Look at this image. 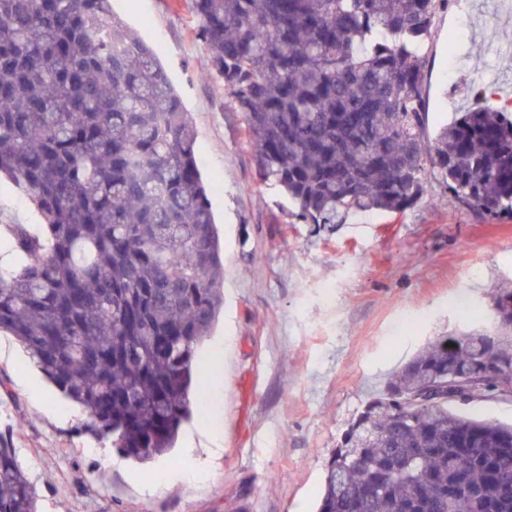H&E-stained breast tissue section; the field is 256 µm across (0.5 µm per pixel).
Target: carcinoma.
I'll list each match as a JSON object with an SVG mask.
<instances>
[{
    "instance_id": "cac0c4a2",
    "label": "carcinoma",
    "mask_w": 512,
    "mask_h": 512,
    "mask_svg": "<svg viewBox=\"0 0 512 512\" xmlns=\"http://www.w3.org/2000/svg\"><path fill=\"white\" fill-rule=\"evenodd\" d=\"M442 0H190L243 113L261 181L309 224L412 207L439 176L463 206L512 216V111L486 103L427 133L425 41ZM0 175L42 219L11 224L0 333L84 427L149 462L203 414L201 347L224 304L195 133L156 49L111 0H0ZM490 325L422 348L368 400L325 465L316 512H512V425L417 392L486 370L512 389V286ZM0 512H38L0 448Z\"/></svg>"
}]
</instances>
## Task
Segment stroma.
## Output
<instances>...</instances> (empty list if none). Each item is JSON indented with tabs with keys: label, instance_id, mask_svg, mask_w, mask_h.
Wrapping results in <instances>:
<instances>
[{
	"label": "stroma",
	"instance_id": "35a3bbf8",
	"mask_svg": "<svg viewBox=\"0 0 512 512\" xmlns=\"http://www.w3.org/2000/svg\"><path fill=\"white\" fill-rule=\"evenodd\" d=\"M150 45L191 115L195 155L224 251V306L210 346L229 350L220 387L223 451L178 440L149 464L105 462L109 441L29 360L0 359V447L39 495L40 512H314L342 433L388 375L445 330L487 322L488 290L512 279V217L460 205L445 185L401 214L308 224L262 183L244 117L213 74L188 0H112ZM512 11L469 0L438 11L426 42L428 131L472 106L470 85L512 100ZM0 180V225L39 223Z\"/></svg>",
	"mask_w": 512,
	"mask_h": 512
}]
</instances>
